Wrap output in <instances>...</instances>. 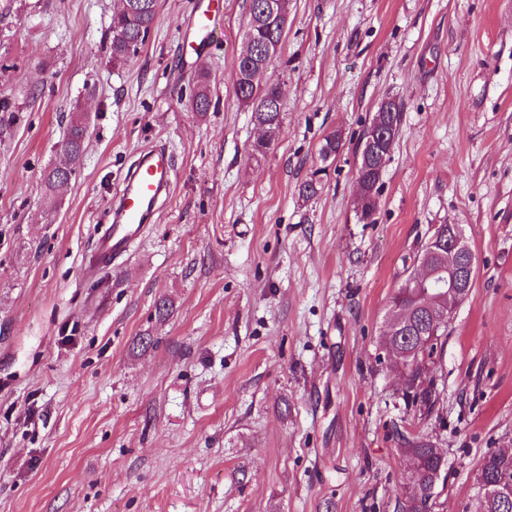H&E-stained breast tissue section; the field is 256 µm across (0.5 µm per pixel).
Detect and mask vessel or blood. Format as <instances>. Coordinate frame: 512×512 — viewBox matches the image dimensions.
Here are the masks:
<instances>
[{
  "label": "vessel or blood",
  "instance_id": "obj_1",
  "mask_svg": "<svg viewBox=\"0 0 512 512\" xmlns=\"http://www.w3.org/2000/svg\"><path fill=\"white\" fill-rule=\"evenodd\" d=\"M173 165L165 148L145 149L122 180L112 201L111 222L97 240L92 258L108 266L125 255L167 200L172 187Z\"/></svg>",
  "mask_w": 512,
  "mask_h": 512
}]
</instances>
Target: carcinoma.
Instances as JSON below:
<instances>
[{
  "mask_svg": "<svg viewBox=\"0 0 512 512\" xmlns=\"http://www.w3.org/2000/svg\"><path fill=\"white\" fill-rule=\"evenodd\" d=\"M270 0H247L248 22L246 30L253 32L255 45L246 49V54L253 55L257 46L264 41L284 42L286 27L280 11L269 8ZM158 18V0H122L112 15L109 26V54L112 65L127 63L138 49L144 46L145 39L141 35L152 29ZM250 62L243 55H238L235 64V93L237 99L252 107V117L255 124L267 125L275 134L280 136L282 116L286 108L282 90L279 84L263 81L255 85L249 78ZM208 72L201 69L197 75L191 95V105L195 112H206L210 107V96L207 84ZM388 106L394 110L377 112L382 119L378 127L369 126L363 135V143L377 139L382 133H387L388 141L384 143L385 156H390V146L398 137L402 107ZM87 133V123L82 113L70 116L65 139L60 152L51 166L44 172L43 181L45 193L53 198L69 184L83 159L84 140ZM343 147L341 136L332 132L327 135L319 148L320 157L327 159L336 156ZM378 163H368L360 158L357 180L360 193L363 194L362 219L371 217L377 207L379 174L376 170ZM428 274L438 281L448 279V251L443 250L434 254L428 262ZM392 304L399 307V328L392 337V345L406 353V363L402 364V374L406 384V398L430 412L433 409V393L436 380L424 377L426 360L433 358L438 348V340L447 334L448 324H425V311L420 307L419 290L410 289L401 298L393 297ZM398 448L401 461L408 473V482L402 487L400 508L404 512H421L431 508V498L434 485L438 484L445 470V458L424 438L413 434L402 433L399 436ZM512 471V448H492L482 457L478 471L495 475L500 471Z\"/></svg>",
  "mask_w": 512,
  "mask_h": 512,
  "instance_id": "carcinoma-1",
  "label": "carcinoma"
}]
</instances>
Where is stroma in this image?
Here are the masks:
<instances>
[{"label":"stroma","instance_id":"1","mask_svg":"<svg viewBox=\"0 0 512 512\" xmlns=\"http://www.w3.org/2000/svg\"><path fill=\"white\" fill-rule=\"evenodd\" d=\"M115 2L0 0V512H397L405 431L447 461L431 512H474L483 455L512 447V0H290L267 73L283 132L259 160L235 94L244 0H218L190 58L195 0H160L116 68ZM388 97L402 123L366 224L359 142ZM75 109L83 161L51 203L43 173ZM154 145L170 198L96 266L113 196ZM437 224L463 226L477 269L428 413L381 344ZM208 72L201 69L197 75L191 95V105L194 112H208L210 107V96L207 84Z\"/></svg>","mask_w":512,"mask_h":512}]
</instances>
